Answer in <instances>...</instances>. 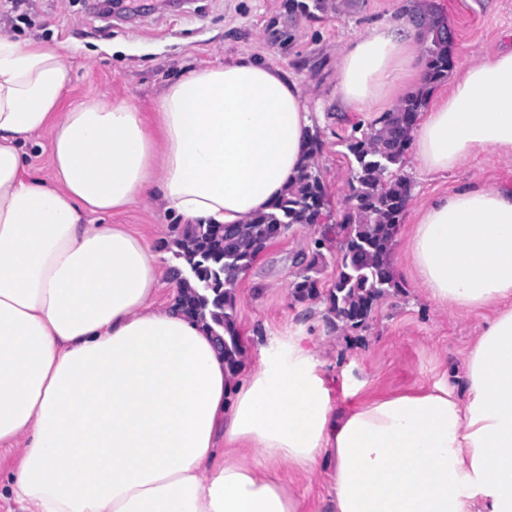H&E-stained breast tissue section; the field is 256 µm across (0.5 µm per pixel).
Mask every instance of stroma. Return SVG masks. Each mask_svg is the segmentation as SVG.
Here are the masks:
<instances>
[{
  "mask_svg": "<svg viewBox=\"0 0 512 512\" xmlns=\"http://www.w3.org/2000/svg\"><path fill=\"white\" fill-rule=\"evenodd\" d=\"M454 29L450 48L452 71L493 54L512 43V0H435ZM407 0H190L173 7L145 0V10L127 11L104 21L87 0H25L5 13L7 36L17 42L39 41L58 47L70 71L62 93L64 106L94 94L128 100L140 111L168 83L196 66L234 61L243 51L285 71L301 86L320 133L322 147L312 158L320 173L327 207L317 224L293 225L267 246L239 277L235 288V320L242 339L244 369L256 367L260 348L274 338L305 327L314 338L330 380L332 396L341 399L338 376L367 381L377 396L416 390L440 380L460 384L463 353L476 334L472 314L435 308L423 288L395 272L396 289L374 306L365 329H333L325 321V290L336 279V226L346 206L353 157L345 141L353 125H370L364 112L345 110L336 98V66L345 45L372 23L403 11ZM401 172L412 182L411 198L396 226L391 254H398L414 214L430 198L448 194L474 181L512 185V162L481 153L448 172L420 175L413 159ZM145 237L160 257L161 270L175 265L172 226L179 216L146 200L109 216ZM325 240L324 259L316 276L321 297L300 301L292 284L311 258L316 240Z\"/></svg>",
  "mask_w": 512,
  "mask_h": 512,
  "instance_id": "obj_1",
  "label": "stroma"
}]
</instances>
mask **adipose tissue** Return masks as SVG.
I'll use <instances>...</instances> for the list:
<instances>
[{"label": "adipose tissue", "instance_id": "obj_1", "mask_svg": "<svg viewBox=\"0 0 512 512\" xmlns=\"http://www.w3.org/2000/svg\"><path fill=\"white\" fill-rule=\"evenodd\" d=\"M424 67L389 16L346 46L336 95L378 112ZM56 47L0 38V501L22 512H302L280 465L329 475L326 512H512V186L419 209L395 264L444 311L482 321L464 385L338 407L303 329L226 373L202 322L159 306L157 255L122 224L151 199L241 224L283 196L311 127L299 84L245 52L169 83L153 111L93 95L61 109ZM412 132L421 173L512 161V45L454 75ZM50 131L53 182L23 147Z\"/></svg>", "mask_w": 512, "mask_h": 512}]
</instances>
